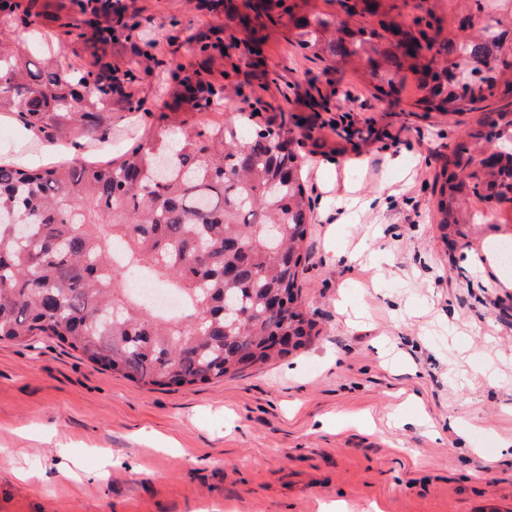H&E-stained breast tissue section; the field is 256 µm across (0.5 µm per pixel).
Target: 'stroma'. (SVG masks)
<instances>
[{"instance_id":"35a3bbf8","label":"stroma","mask_w":512,"mask_h":512,"mask_svg":"<svg viewBox=\"0 0 512 512\" xmlns=\"http://www.w3.org/2000/svg\"><path fill=\"white\" fill-rule=\"evenodd\" d=\"M110 3L151 35L156 63L133 90L152 113L177 99L176 67L205 66L221 101L188 123L251 112L261 126L304 125L312 201L352 183L387 206L313 215L300 276L311 336L239 374L150 387L46 336L0 341V512H512V274L490 255L512 243V223L479 203L475 223L437 224L435 181L479 113L425 114L410 78L376 99L349 65L305 56L265 17L251 23V65L201 0ZM191 39L220 50L201 60ZM152 124L113 104L111 141L85 155L117 158ZM68 152L0 116V156ZM327 161L335 171L319 173ZM355 252L374 266L333 259Z\"/></svg>"}]
</instances>
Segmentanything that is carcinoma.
<instances>
[{
  "mask_svg": "<svg viewBox=\"0 0 512 512\" xmlns=\"http://www.w3.org/2000/svg\"><path fill=\"white\" fill-rule=\"evenodd\" d=\"M83 19L56 16V41L36 66L11 37L8 21L32 24L37 0L16 13L0 0V114L10 113L50 143L75 148L107 139L112 90L131 112L143 100L130 91L131 67L118 76L99 53L116 38L102 24L99 0H78ZM308 0H265L277 8L292 45L320 60L340 58L378 97L399 93L396 78L411 74L424 113L484 110L495 96L512 97V0H464L439 14L445 0H334V13L306 8ZM230 23L248 26L232 0H209ZM92 48V60L63 67L68 45ZM465 66V83L448 70ZM177 102L151 133L125 147L117 160L74 157L39 167L0 160V340L51 336L93 363L145 385L180 388L206 383L288 354L274 349L292 331L305 345L312 323L299 310L302 248L311 203L298 171L301 156L283 139L292 129L251 127L239 115L198 130L170 112H204L217 91L202 74L179 78ZM467 133L471 144L448 159L452 171L439 191L444 228L466 223L462 204L512 190V111L496 109ZM166 166L159 169V156ZM123 245L128 263L174 281L188 313L169 318L123 288L126 266L114 263ZM236 296L243 321L224 315V294ZM278 298L286 307L266 311Z\"/></svg>",
  "mask_w": 512,
  "mask_h": 512,
  "instance_id": "carcinoma-1",
  "label": "carcinoma"
}]
</instances>
